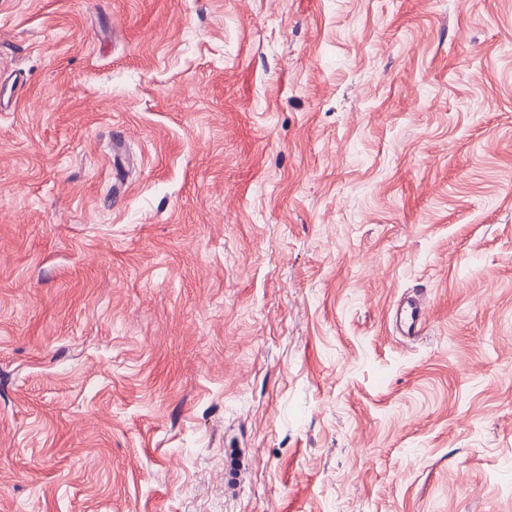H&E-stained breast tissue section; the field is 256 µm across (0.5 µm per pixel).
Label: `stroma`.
Here are the masks:
<instances>
[{"label": "stroma", "mask_w": 512, "mask_h": 512, "mask_svg": "<svg viewBox=\"0 0 512 512\" xmlns=\"http://www.w3.org/2000/svg\"><path fill=\"white\" fill-rule=\"evenodd\" d=\"M1 84L0 512H512V0H0ZM430 308V298L422 290L403 295L395 306L398 333L409 340L423 336L428 328Z\"/></svg>", "instance_id": "35a3bbf8"}]
</instances>
